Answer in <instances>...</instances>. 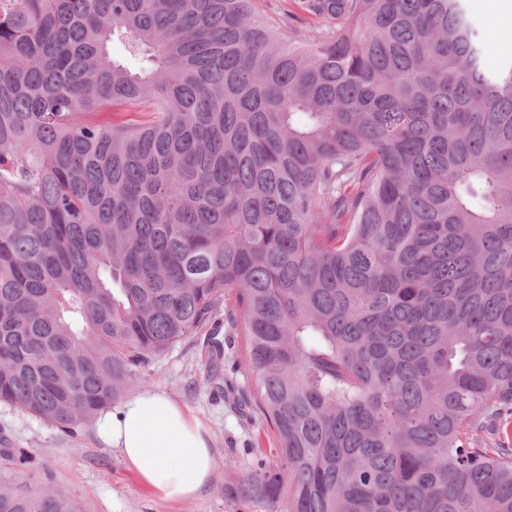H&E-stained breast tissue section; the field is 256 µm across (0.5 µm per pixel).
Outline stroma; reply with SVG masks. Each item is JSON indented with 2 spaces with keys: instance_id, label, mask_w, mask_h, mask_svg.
I'll return each mask as SVG.
<instances>
[{
  "instance_id": "stroma-1",
  "label": "stroma",
  "mask_w": 512,
  "mask_h": 512,
  "mask_svg": "<svg viewBox=\"0 0 512 512\" xmlns=\"http://www.w3.org/2000/svg\"><path fill=\"white\" fill-rule=\"evenodd\" d=\"M483 45V62L492 73L512 69V0H469ZM222 372L234 388L217 390L206 380L208 363L200 337H187L161 353L146 355L124 398L144 390L164 392L200 421L213 455L212 475L194 499L158 498L130 469L117 449L106 446L95 422L66 434L56 426L8 406H0V448H18L31 458L28 467L6 474L20 491L52 486L68 492L84 512H269L262 494L239 487L255 465L254 449L271 451V432L255 413L240 411L236 399L247 389L248 373L241 338L223 322Z\"/></svg>"
}]
</instances>
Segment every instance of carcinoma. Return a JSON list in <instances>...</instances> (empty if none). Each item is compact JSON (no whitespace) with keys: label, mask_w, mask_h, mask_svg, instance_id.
<instances>
[{"label":"carcinoma","mask_w":512,"mask_h":512,"mask_svg":"<svg viewBox=\"0 0 512 512\" xmlns=\"http://www.w3.org/2000/svg\"><path fill=\"white\" fill-rule=\"evenodd\" d=\"M294 2L0 0V405L69 433L233 297L270 512H512V71ZM254 7L256 15L271 24L280 23L286 9H295L292 0H255Z\"/></svg>","instance_id":"cac0c4a2"}]
</instances>
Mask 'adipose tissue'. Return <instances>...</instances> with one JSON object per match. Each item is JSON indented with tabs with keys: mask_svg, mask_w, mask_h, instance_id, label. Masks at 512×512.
<instances>
[{
	"mask_svg": "<svg viewBox=\"0 0 512 512\" xmlns=\"http://www.w3.org/2000/svg\"><path fill=\"white\" fill-rule=\"evenodd\" d=\"M97 434L118 449L139 479L164 500L195 498L212 473L199 421L166 394L145 390L102 413Z\"/></svg>",
	"mask_w": 512,
	"mask_h": 512,
	"instance_id": "obj_1",
	"label": "adipose tissue"
}]
</instances>
